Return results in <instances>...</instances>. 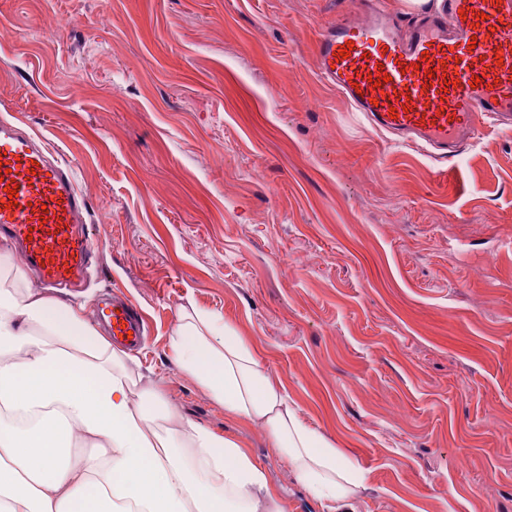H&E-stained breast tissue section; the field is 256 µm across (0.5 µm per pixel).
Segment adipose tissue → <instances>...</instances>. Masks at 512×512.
I'll list each match as a JSON object with an SVG mask.
<instances>
[{
    "mask_svg": "<svg viewBox=\"0 0 512 512\" xmlns=\"http://www.w3.org/2000/svg\"><path fill=\"white\" fill-rule=\"evenodd\" d=\"M168 354L226 415L262 427L326 512H354L353 463L299 418L222 315L179 311ZM140 382L86 302L32 288L0 241V512H284L237 442Z\"/></svg>",
    "mask_w": 512,
    "mask_h": 512,
    "instance_id": "adipose-tissue-1",
    "label": "adipose tissue"
}]
</instances>
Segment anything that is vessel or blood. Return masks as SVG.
Instances as JSON below:
<instances>
[{
    "instance_id": "b4317fda",
    "label": "vessel or blood",
    "mask_w": 512,
    "mask_h": 512,
    "mask_svg": "<svg viewBox=\"0 0 512 512\" xmlns=\"http://www.w3.org/2000/svg\"><path fill=\"white\" fill-rule=\"evenodd\" d=\"M317 56L321 78L372 126L440 155L485 128L512 125V0H441L410 26L379 0H349L321 34ZM9 181L18 187L13 201ZM86 208L71 166L27 129L0 121V234L43 282L75 285L86 273ZM101 315L113 344L141 347L143 322L125 301L105 303Z\"/></svg>"
}]
</instances>
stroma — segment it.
Masks as SVG:
<instances>
[{
    "label": "stroma",
    "mask_w": 512,
    "mask_h": 512,
    "mask_svg": "<svg viewBox=\"0 0 512 512\" xmlns=\"http://www.w3.org/2000/svg\"><path fill=\"white\" fill-rule=\"evenodd\" d=\"M344 0H0V121L74 167L78 298L142 315L144 380L323 512L262 429L168 361L180 307L255 349L359 470L356 512H512V127L442 162L319 75ZM107 25H100V17Z\"/></svg>",
    "instance_id": "stroma-1"
}]
</instances>
